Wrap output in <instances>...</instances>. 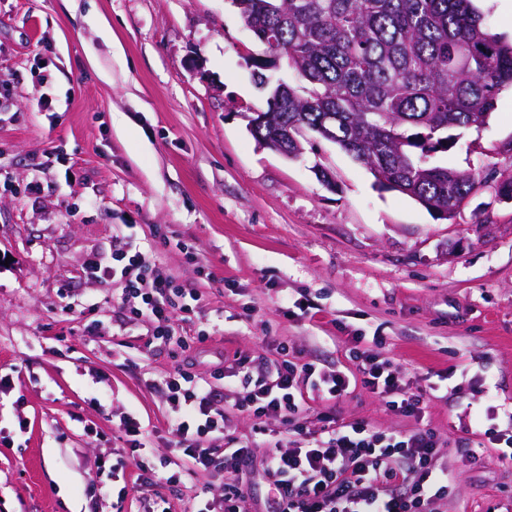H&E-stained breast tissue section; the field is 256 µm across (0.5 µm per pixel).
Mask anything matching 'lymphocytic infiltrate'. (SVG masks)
I'll list each match as a JSON object with an SVG mask.
<instances>
[{
    "instance_id": "1",
    "label": "lymphocytic infiltrate",
    "mask_w": 512,
    "mask_h": 512,
    "mask_svg": "<svg viewBox=\"0 0 512 512\" xmlns=\"http://www.w3.org/2000/svg\"><path fill=\"white\" fill-rule=\"evenodd\" d=\"M91 277L120 278V305L128 319H148L154 339L174 335L172 320L189 312L196 293L180 288L174 276L149 258L134 242L114 248L109 263L91 258ZM365 389L385 401L389 410L415 420L414 430L393 434L362 423L340 422L334 410L323 411L321 432L305 424L303 387L323 389L327 399L340 400L349 389L344 373H318L309 363L283 360L267 368L243 357L237 365L242 391L239 412L248 414L258 431L279 423L290 435L288 446H274L263 463L278 494L279 512H435L447 499L455 478L439 464L441 442L424 426L423 398L407 392L394 362L365 350L353 353ZM170 409L167 446L204 473H234L253 462L252 449L226 448L216 460V444L224 439V389L195 382L187 373H169L159 384Z\"/></svg>"
}]
</instances>
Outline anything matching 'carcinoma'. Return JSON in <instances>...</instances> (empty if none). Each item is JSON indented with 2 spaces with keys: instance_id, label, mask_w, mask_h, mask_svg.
I'll return each mask as SVG.
<instances>
[{
  "instance_id": "1",
  "label": "carcinoma",
  "mask_w": 512,
  "mask_h": 512,
  "mask_svg": "<svg viewBox=\"0 0 512 512\" xmlns=\"http://www.w3.org/2000/svg\"><path fill=\"white\" fill-rule=\"evenodd\" d=\"M266 48L256 83L277 61L307 83L267 100L278 125L304 127L365 165L381 186L442 219L476 174L425 159L477 129L512 87V42L489 32L472 0H238Z\"/></svg>"
}]
</instances>
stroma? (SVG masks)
<instances>
[{
  "label": "stroma",
  "mask_w": 512,
  "mask_h": 512,
  "mask_svg": "<svg viewBox=\"0 0 512 512\" xmlns=\"http://www.w3.org/2000/svg\"><path fill=\"white\" fill-rule=\"evenodd\" d=\"M264 52L231 0H0V512H143L159 497L184 512L219 496L220 478L168 451L156 384L180 366L203 383L243 356L273 364L283 342L349 375L341 421L406 430L362 386L358 336L381 337L372 354L424 399L456 475L436 512H512V465L482 445L512 411V200L498 192L512 89L430 158L481 178L447 220L313 134L295 159L258 144L249 119L266 94L250 61ZM128 236L198 293L172 322L190 351L154 341L148 320L120 323L122 281L87 276L90 255ZM238 397L226 383V435L253 446L243 485L274 512V439ZM130 412L151 447L120 439Z\"/></svg>",
  "instance_id": "obj_1"
}]
</instances>
